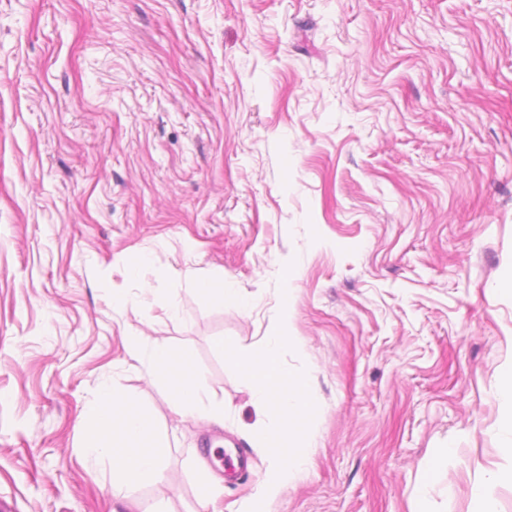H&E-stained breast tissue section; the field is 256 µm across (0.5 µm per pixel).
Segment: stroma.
Instances as JSON below:
<instances>
[{"label":"stroma","instance_id":"obj_1","mask_svg":"<svg viewBox=\"0 0 512 512\" xmlns=\"http://www.w3.org/2000/svg\"><path fill=\"white\" fill-rule=\"evenodd\" d=\"M510 266L512 0H0L12 512H112L76 425L105 380L167 441L132 512H208L198 464L223 473L235 444L248 467L221 512H412L421 491L431 512H474L478 483L512 512ZM283 325L314 412L302 470L263 498L229 358ZM157 343L193 354L223 425L172 412L146 372ZM196 284L199 291L225 308L238 310L246 308L237 289L231 288L229 284L224 283V280L199 279Z\"/></svg>","mask_w":512,"mask_h":512}]
</instances>
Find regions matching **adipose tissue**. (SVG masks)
Segmentation results:
<instances>
[{
  "mask_svg": "<svg viewBox=\"0 0 512 512\" xmlns=\"http://www.w3.org/2000/svg\"><path fill=\"white\" fill-rule=\"evenodd\" d=\"M288 340L287 330H280L260 351L239 352L232 360L237 370L248 374L257 410L277 419L276 427L259 425L252 430L254 441L269 462L261 483L266 497L277 494L302 464L303 451L294 440L305 434L313 413L308 381L290 375L281 363V350ZM148 368L150 377L169 390L176 415L223 424L224 407L209 397L189 352L154 345ZM78 426L85 434L87 458L107 463L112 470V512H121L132 503L144 483L161 478L164 440L156 420L140 407L135 396L101 382L93 410L79 419Z\"/></svg>",
  "mask_w": 512,
  "mask_h": 512,
  "instance_id": "adipose-tissue-1",
  "label": "adipose tissue"
}]
</instances>
